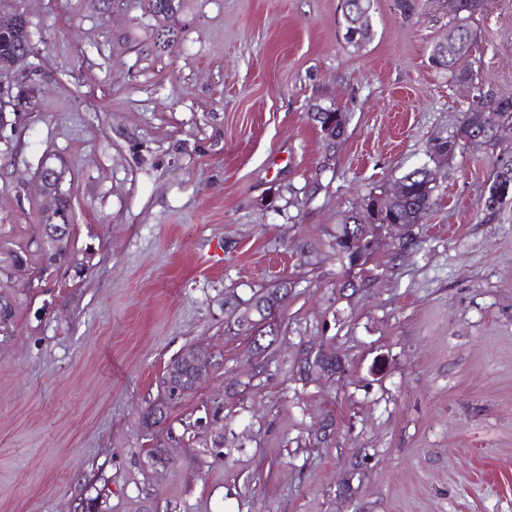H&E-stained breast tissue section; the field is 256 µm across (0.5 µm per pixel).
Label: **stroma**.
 I'll return each instance as SVG.
<instances>
[{
    "label": "stroma",
    "instance_id": "1",
    "mask_svg": "<svg viewBox=\"0 0 512 512\" xmlns=\"http://www.w3.org/2000/svg\"><path fill=\"white\" fill-rule=\"evenodd\" d=\"M5 4L32 44L10 78L35 93L0 133V247L38 238L48 166L72 232L56 267L32 252L0 281L16 301L0 512H512V201L483 200L512 124L460 141L418 247L383 230L360 292H343L331 248L369 193L462 125L463 85L430 60L447 0L408 18L371 0L359 45L341 0H181L165 19L148 0ZM468 24L474 82L512 93V0ZM162 26L178 33L166 50ZM319 108L348 117L334 146ZM281 280L279 339L254 354L225 335L224 296ZM310 345L342 354L344 374L295 380ZM194 347L212 367L145 430L169 362Z\"/></svg>",
    "mask_w": 512,
    "mask_h": 512
}]
</instances>
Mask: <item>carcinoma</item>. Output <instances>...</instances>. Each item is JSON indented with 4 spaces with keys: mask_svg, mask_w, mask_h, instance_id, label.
<instances>
[{
    "mask_svg": "<svg viewBox=\"0 0 512 512\" xmlns=\"http://www.w3.org/2000/svg\"><path fill=\"white\" fill-rule=\"evenodd\" d=\"M488 0H457L454 10L456 24L448 33V39L437 42L432 49L431 60L436 67L446 69L459 82L469 83L472 74L466 69L458 68V63L465 57L472 46L474 37L467 27V20L476 13L485 10ZM370 0H344L343 17L347 27L357 32L354 43L358 44L369 37L370 21L368 10ZM29 22L26 16L16 10L0 8V62H8L22 52L29 44ZM484 111L487 118L463 121L460 132L467 136L492 140L497 137L501 123L512 121V96L484 93ZM404 186V195L396 200L385 202L384 219L400 225L403 234L399 236V245L415 244L412 227L421 223L433 205L436 185L428 180V165H423L409 172L400 179ZM381 224H360L351 215L345 223L336 225L334 246L337 259L355 266L364 260L370 252L362 249V242L376 238ZM70 237L63 239L53 236L50 225H41V235L36 242L46 266L51 267L61 262L67 254ZM28 265L27 251L8 250L0 260V270L26 272ZM293 285L280 281L274 285L260 288L243 300L236 295L224 298L225 332L230 336L246 335L251 337L256 353L260 354L277 339L273 328L265 331L260 324L271 318L288 300ZM344 363L339 355L332 351H317L308 348L302 352L296 363L299 380L310 382L317 378L330 379L343 372ZM195 367L180 355L169 363L164 384L169 398L182 396L193 390ZM167 418L164 404L149 407L143 416L145 427L151 429Z\"/></svg>",
    "mask_w": 512,
    "mask_h": 512,
    "instance_id": "carcinoma-1",
    "label": "carcinoma"
}]
</instances>
